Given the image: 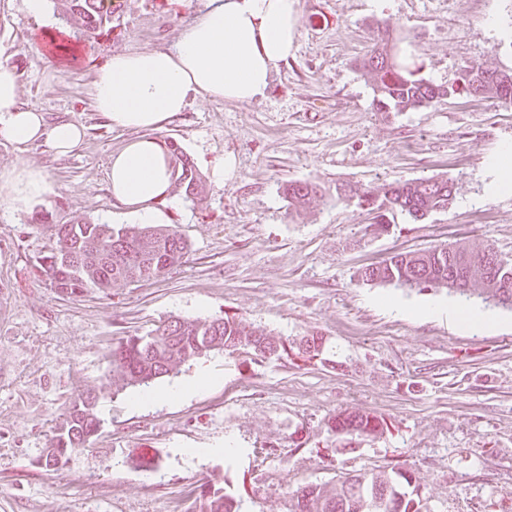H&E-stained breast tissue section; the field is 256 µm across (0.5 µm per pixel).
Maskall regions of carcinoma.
I'll return each instance as SVG.
<instances>
[{
	"label": "carcinoma",
	"mask_w": 512,
	"mask_h": 512,
	"mask_svg": "<svg viewBox=\"0 0 512 512\" xmlns=\"http://www.w3.org/2000/svg\"><path fill=\"white\" fill-rule=\"evenodd\" d=\"M63 18L90 39L112 34L116 0H58ZM359 69L373 82V103L378 112H407L428 107L443 97L482 96L512 102V72L481 65L465 67L458 79L436 85L417 79L392 54L387 32H379ZM174 158L176 190L195 201L205 192L202 178L179 146L170 145ZM317 182H289L284 186L288 205L298 211L322 192ZM454 199V184L447 179L422 178L384 187L375 206V225L384 223L386 213L400 210L414 221H422L444 210ZM57 253L43 267L52 287L78 296L89 290L107 292L117 284L158 279L180 265L188 244L169 225L114 228L110 224L77 221L52 225ZM497 252L488 245L457 243L423 252L398 253L360 272L366 282L396 287H445L461 295H493L497 306L512 310V262H497ZM460 266L469 275L470 287H454L453 274ZM221 351L244 363L257 359L295 360L305 364L324 363V342L319 336L292 339L273 336L238 317L176 319L151 336H129L112 349V383L149 386L154 380L174 373L182 364L211 351ZM97 396L76 399L52 447L63 448L66 456L86 447L87 436L99 426L95 412ZM328 429L351 436L377 438L389 430L386 420L369 411H344L328 423ZM295 512H427L420 491L418 471L412 466H393L345 476L335 484L309 485L294 491ZM242 496L223 486L206 482L197 489L195 512H241Z\"/></svg>",
	"instance_id": "carcinoma-1"
}]
</instances>
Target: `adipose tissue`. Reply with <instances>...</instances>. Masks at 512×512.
I'll list each match as a JSON object with an SVG mask.
<instances>
[{"mask_svg": "<svg viewBox=\"0 0 512 512\" xmlns=\"http://www.w3.org/2000/svg\"><path fill=\"white\" fill-rule=\"evenodd\" d=\"M298 31L299 0H207L171 48L110 57L92 83L94 107L113 126L138 133L112 156L113 197L141 223H155V204L171 183V167L153 131L193 97L245 103L263 95L292 54ZM18 88L15 68L0 62V142L21 153L34 145L60 156L76 149L82 127L48 123L37 108L19 104ZM0 186L17 208L52 190L42 172L21 163L0 173Z\"/></svg>", "mask_w": 512, "mask_h": 512, "instance_id": "ef3b65f1", "label": "adipose tissue"}]
</instances>
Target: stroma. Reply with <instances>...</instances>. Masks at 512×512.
<instances>
[{"instance_id": "35a3bbf8", "label": "stroma", "mask_w": 512, "mask_h": 512, "mask_svg": "<svg viewBox=\"0 0 512 512\" xmlns=\"http://www.w3.org/2000/svg\"><path fill=\"white\" fill-rule=\"evenodd\" d=\"M206 0H121L112 36L72 67L43 42V21L23 0H0V61L19 76V101L85 138L71 155L18 153L0 142V172L17 161L43 171L52 193L28 208L0 196V512H193L195 487L219 477L245 486L247 512H292V493L341 474L405 461L419 471L429 512H512V311L464 301L447 288L362 281L363 268L400 252L469 241L512 259V194L491 191L490 163L512 144V104L445 99L408 112L373 109L369 75L356 67L385 22L415 77L440 85L468 65L512 71V0H299L293 57L264 96L246 103L190 99L156 131L178 144L206 180L201 200L167 190L163 224L188 243L185 262L159 279L82 297L59 294L38 264L57 241L49 227L138 221L110 193L113 152L135 134L92 107L95 73L117 53L171 48ZM233 158L223 187L212 168ZM455 185L447 210L412 221L337 198L336 185L369 188L424 177ZM290 181H317L325 197L293 211ZM486 309L494 322L455 328L444 319L391 312L388 302ZM236 315L276 336H323L327 365L214 351L154 381L175 387L200 372L210 382L178 401L131 405L134 387L112 382V349L175 319ZM346 362L347 371L334 369ZM98 393L102 423L69 465L46 469L71 402ZM370 411L390 425L355 452L328 456L340 438L326 421ZM299 449H292V442ZM276 446L278 457L260 456Z\"/></svg>"}]
</instances>
